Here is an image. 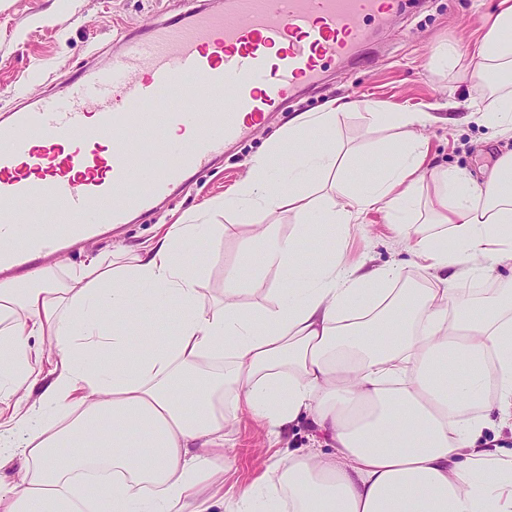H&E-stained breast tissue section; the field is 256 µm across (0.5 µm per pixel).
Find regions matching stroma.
Here are the masks:
<instances>
[{
	"label": "stroma",
	"instance_id": "stroma-1",
	"mask_svg": "<svg viewBox=\"0 0 512 512\" xmlns=\"http://www.w3.org/2000/svg\"><path fill=\"white\" fill-rule=\"evenodd\" d=\"M403 2L401 12L388 24L368 33L355 61L328 76L321 92L296 97L288 111L237 143L220 167L199 172L173 199L160 203L151 217L55 257L50 263L54 273L63 275L95 254L120 248L144 250L172 224L225 225L227 234L205 236L184 248L190 262L202 264L200 288L205 300L221 298L225 267L242 260L240 225L261 224L265 218L256 210L221 209L219 201L245 179L251 157L287 130L294 116L319 111L338 99L399 103L428 111L430 119L421 133L428 144L429 168L488 174L501 154L512 151V136L490 138L488 130L469 121L471 105L484 98L482 85L471 79L467 65L455 76L438 71L434 55L448 41L456 43L463 56H470L483 33L482 14L497 8L499 0ZM185 8L184 0H0V119L21 97L59 89L63 79L89 62L105 63L127 29H149L160 14ZM393 136V130L369 126L359 111L352 110L340 120L336 146L373 155L375 165L381 167L388 162L386 146ZM407 257L385 211L374 209L359 217L346 250L348 262L370 269L402 261L405 281H422L423 271L409 264ZM229 431L234 462L224 475L228 487L249 485L272 455L326 449L304 417L272 435L243 415Z\"/></svg>",
	"mask_w": 512,
	"mask_h": 512
}]
</instances>
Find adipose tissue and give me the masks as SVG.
<instances>
[{
    "mask_svg": "<svg viewBox=\"0 0 512 512\" xmlns=\"http://www.w3.org/2000/svg\"><path fill=\"white\" fill-rule=\"evenodd\" d=\"M483 28L472 75L492 96L472 117L499 136L512 132V0ZM345 109L297 115L225 197L270 222L241 232V254L260 263L226 269L220 306L205 305L182 251L200 224L61 277L0 280V467L26 460L0 483V512H211L223 499L228 512H512V453L484 439L512 419V281L477 300L456 286L512 268V151L482 182L428 172L416 132L428 113L372 105L373 123L403 131L374 168L336 148ZM286 144L295 151L275 171ZM350 167L362 170L355 185L336 181L328 203L310 197L308 185ZM377 208L426 287H402L399 263L344 262L353 224ZM286 209L289 235L276 222ZM306 237L319 257L300 252ZM270 273L276 300L243 303ZM170 299L163 343L135 351L142 310ZM244 412L273 434L306 417L331 451L275 460L225 499L226 428Z\"/></svg>",
    "mask_w": 512,
    "mask_h": 512,
    "instance_id": "ef3b65f1",
    "label": "adipose tissue"
}]
</instances>
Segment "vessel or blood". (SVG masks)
Listing matches in <instances>:
<instances>
[{"instance_id": "b4317fda", "label": "vessel or blood", "mask_w": 512, "mask_h": 512, "mask_svg": "<svg viewBox=\"0 0 512 512\" xmlns=\"http://www.w3.org/2000/svg\"><path fill=\"white\" fill-rule=\"evenodd\" d=\"M399 0H193L147 35L125 34L107 65H87L62 95L22 101L0 122V274L61 251L185 185L353 61L368 23ZM184 136L170 139L169 128ZM155 152L148 171L132 144Z\"/></svg>"}]
</instances>
